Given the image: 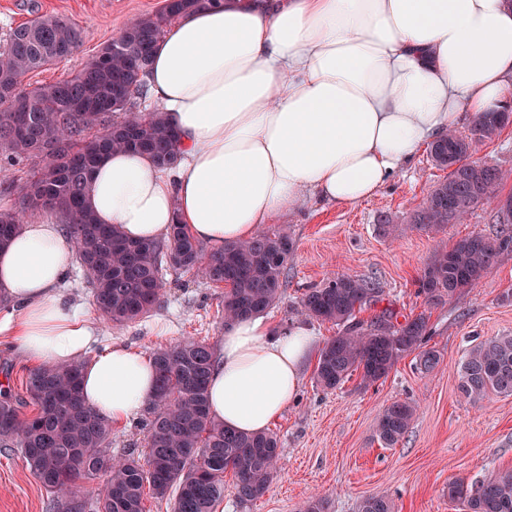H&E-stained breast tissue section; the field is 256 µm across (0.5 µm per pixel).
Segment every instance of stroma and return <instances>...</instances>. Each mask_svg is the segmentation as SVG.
I'll return each instance as SVG.
<instances>
[{
  "mask_svg": "<svg viewBox=\"0 0 512 512\" xmlns=\"http://www.w3.org/2000/svg\"><path fill=\"white\" fill-rule=\"evenodd\" d=\"M165 0H0V45L12 28L37 16H66L81 28L82 41L71 57L25 76L23 90L71 77L138 18L160 11ZM428 151L395 174L369 199L343 207L308 195L305 204L273 222L290 236L295 250L279 301L267 313L279 327L302 321L299 301L309 288L337 274L376 282L381 299L363 308L358 320L370 322L382 310L397 317L424 313L431 330L428 345L440 354L424 371L417 354L398 359L386 378L362 384L351 377L326 390L314 379V365L303 372L298 398L272 424L284 448L269 491L239 502L225 491L222 512H299L319 499L323 512H358L360 501L385 494L396 512H465L449 501L446 488L460 479L469 486L512 469V396L490 395L472 403L458 391L460 364L475 343L512 334V253L503 255L474 288L437 306L417 294V280L437 250L470 233L490 235L497 225L490 207L473 210L468 220L440 229L412 226L410 214L430 188L444 179ZM388 215L400 227L384 235L378 222ZM64 291L88 310L100 331L98 348L121 342L152 354L186 338L219 346L224 337V288L193 272L167 271L161 301L148 315L123 327L101 319L92 290L79 266H72ZM306 321V320H303ZM165 332H158V323ZM318 344L335 336L330 322L306 321ZM411 401L416 415L394 446L382 445L375 430L383 409ZM51 496L35 481L17 449L0 447V512H49Z\"/></svg>",
  "mask_w": 512,
  "mask_h": 512,
  "instance_id": "35a3bbf8",
  "label": "stroma"
}]
</instances>
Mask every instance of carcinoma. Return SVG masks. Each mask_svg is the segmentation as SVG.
I'll use <instances>...</instances> for the list:
<instances>
[{"label": "carcinoma", "mask_w": 512, "mask_h": 512, "mask_svg": "<svg viewBox=\"0 0 512 512\" xmlns=\"http://www.w3.org/2000/svg\"><path fill=\"white\" fill-rule=\"evenodd\" d=\"M212 0H173L170 7L139 19L106 45L74 76L15 93L21 72H34L72 56L81 30L63 16L39 17L9 33L0 52V148L11 159L43 158L32 179L16 185L21 205L0 209V247L19 230L22 219L45 209L64 217L78 264L92 287L99 314L116 327L150 313L159 303L164 271L195 272L209 282H228L224 324L262 315L278 301L288 259L290 236L269 230L242 243L205 253L183 224L170 225L166 238H127L116 226L97 223L88 207L91 175L113 150L149 154L163 168L180 156L179 137L164 113L115 119L146 97L152 51L177 15ZM512 122V107L478 116L463 135L454 130L430 146L434 164L448 170L435 184L410 223L440 229L460 221L479 205L498 200L505 175L501 169L471 160L477 134ZM490 236L471 234L438 251L424 266L419 292L428 305H439L476 286L501 255L512 252V215ZM380 288L349 274L334 276L300 299L302 313L341 327L321 348L316 383L335 389L353 375L369 385L386 377L405 353L421 351L428 372L439 362L437 351L423 349L430 336L428 317L420 313L400 323L391 310L364 324L363 307L376 303ZM157 388L143 423L144 449L115 457L110 452L112 424L84 401L82 366H44L28 370L20 396H0V444L17 448L30 473L46 492L58 496L80 479L100 478L92 512H146L144 490L171 503V512H216L224 500V474L232 472L242 502L265 495L277 475L283 448L277 435L239 433L210 413L208 380L216 361L213 347L188 339L152 355ZM459 392L477 402L494 394L512 396V336L481 341L464 355ZM31 412H24L25 408ZM416 412L409 401H394L379 417L378 440L395 445ZM448 499L467 512H512V470L475 487L448 482ZM359 512H395L386 496L364 499Z\"/></svg>", "instance_id": "obj_1"}]
</instances>
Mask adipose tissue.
Returning a JSON list of instances; mask_svg holds the SVG:
<instances>
[{"instance_id":"ef3b65f1","label":"adipose tissue","mask_w":512,"mask_h":512,"mask_svg":"<svg viewBox=\"0 0 512 512\" xmlns=\"http://www.w3.org/2000/svg\"><path fill=\"white\" fill-rule=\"evenodd\" d=\"M147 98L181 138L175 169L115 152L96 168L98 223L134 240L170 224L213 248L254 237L307 194L342 206L374 195L463 114L512 98V0H215L180 14L156 43ZM43 211L0 248V315L32 367L82 365L86 403L129 421L156 392L143 352L96 356L98 329L62 292L74 254ZM315 352L307 326L235 320L209 378L225 427L261 432L297 396Z\"/></svg>"}]
</instances>
